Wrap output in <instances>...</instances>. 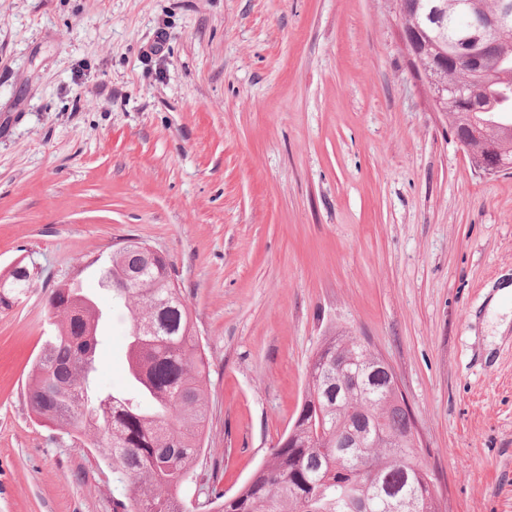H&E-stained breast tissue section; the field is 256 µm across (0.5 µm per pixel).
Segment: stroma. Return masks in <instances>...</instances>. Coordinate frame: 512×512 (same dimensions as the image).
<instances>
[{"label": "stroma", "mask_w": 512, "mask_h": 512, "mask_svg": "<svg viewBox=\"0 0 512 512\" xmlns=\"http://www.w3.org/2000/svg\"><path fill=\"white\" fill-rule=\"evenodd\" d=\"M395 0H0V512H112L85 437L31 414L48 298L106 315L99 388L130 321L94 263L161 251L209 362L203 470L234 493L286 433L324 339L397 375L444 512H512V173L475 169L433 111ZM160 53L151 54L156 38ZM18 267V269L12 268L13 270L11 269L12 271L6 275L3 284H0L1 308H9L30 288L34 276L33 269L21 264ZM510 298H512V285L510 283H505V285L496 292L488 306V318L493 323H497L498 321L502 322L499 317L508 315L506 322L501 326V329H504L507 326L510 318L512 321V312L510 313L508 306Z\"/></svg>", "instance_id": "35a3bbf8"}]
</instances>
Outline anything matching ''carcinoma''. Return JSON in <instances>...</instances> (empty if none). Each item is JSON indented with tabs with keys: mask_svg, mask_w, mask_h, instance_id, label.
Segmentation results:
<instances>
[{
	"mask_svg": "<svg viewBox=\"0 0 512 512\" xmlns=\"http://www.w3.org/2000/svg\"><path fill=\"white\" fill-rule=\"evenodd\" d=\"M420 42L432 53L448 51L465 35L463 20L448 10V0H421ZM498 82H476L465 63L455 81L476 90L482 107L474 114L486 139L512 157V139L498 140V124L512 125V44L487 60ZM508 87L501 95L499 89ZM448 126L463 131L466 113L456 102L443 104ZM21 265L0 284V307L18 300L33 280ZM100 286L124 307L131 321L127 343L129 389L122 394L97 391L98 418L83 414L81 398L96 387V350L103 341V310L75 283L56 287L50 310L54 334L45 342L28 384V401L36 419L66 433L92 435L98 456L127 481L128 491L112 500L113 512H187L181 488L198 478L204 452V428L210 415L206 363L193 333L189 307L171 279L167 260L149 261L140 247L128 245L99 266ZM129 287H123V284ZM361 356L357 337L332 336L315 353L308 370L305 398L289 434L235 493L220 486L217 471L207 479L209 504L215 512H353L379 486L381 494L403 502L398 512H441L429 498L433 472L422 456L407 447L411 415L391 402L379 403L389 391L390 376L375 371L370 393L359 397L364 412H376L386 435L403 443L371 440L370 448H353L351 456L336 448V348Z\"/></svg>",
	"mask_w": 512,
	"mask_h": 512,
	"instance_id": "obj_1",
	"label": "carcinoma"
}]
</instances>
